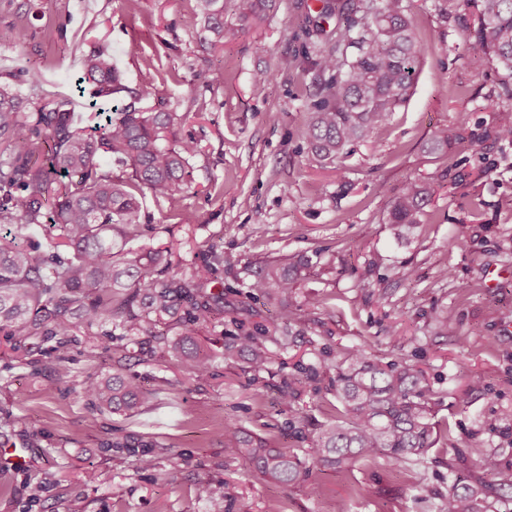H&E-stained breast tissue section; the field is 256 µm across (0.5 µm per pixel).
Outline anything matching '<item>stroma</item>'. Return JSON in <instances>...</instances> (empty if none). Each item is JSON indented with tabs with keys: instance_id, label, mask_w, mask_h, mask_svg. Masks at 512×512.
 <instances>
[{
	"instance_id": "1",
	"label": "stroma",
	"mask_w": 512,
	"mask_h": 512,
	"mask_svg": "<svg viewBox=\"0 0 512 512\" xmlns=\"http://www.w3.org/2000/svg\"><path fill=\"white\" fill-rule=\"evenodd\" d=\"M242 3L224 0V23L239 34L214 48L195 37L203 23L194 0H0V75L33 106L50 100L85 117L78 78L86 54L103 44L126 86L114 104L145 84L155 109L181 112L196 99L199 112L186 125L200 147L192 189L174 203L145 197L143 242L177 245L182 272L203 268L219 245L214 287L271 328L278 311L246 288L245 265L320 256L291 302L293 351L321 367L318 386L288 408L278 389L298 375L293 364L252 383L245 363L222 354L237 332L226 317L200 337L213 357L202 382L118 327L78 326L62 360L53 337L0 335V452L24 447L29 456L22 468L0 465V512H214L195 487L224 480L226 512H266L274 502L286 512H336L341 501L347 512H438L449 477L476 470V443L512 461V143L494 135L500 115L488 102L502 99V76L469 38L474 0H403L425 45L411 95L371 140L331 165L307 150L309 56L323 40L307 31L313 0H274L258 24L243 21ZM30 68L42 73L36 96ZM218 68L220 85L209 80ZM263 72L270 78L261 83ZM443 127L465 138L444 157L429 149ZM417 179L442 185L417 233L395 239L390 204ZM214 181L223 194L210 191ZM183 210L198 223H179ZM313 295L321 303L310 311L303 301ZM436 310L447 329L433 322ZM107 332L112 350L102 356L94 347ZM360 349L423 370L434 420L450 425V437L402 473L381 452L343 473L312 465L288 487L255 479L245 460L225 456L215 431L226 417L302 447L334 400L326 364ZM119 366L152 393L138 413L98 412L83 391L88 377Z\"/></svg>"
}]
</instances>
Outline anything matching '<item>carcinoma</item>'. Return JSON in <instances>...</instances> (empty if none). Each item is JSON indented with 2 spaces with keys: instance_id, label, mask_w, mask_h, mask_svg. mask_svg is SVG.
Segmentation results:
<instances>
[{
  "instance_id": "cac0c4a2",
  "label": "carcinoma",
  "mask_w": 512,
  "mask_h": 512,
  "mask_svg": "<svg viewBox=\"0 0 512 512\" xmlns=\"http://www.w3.org/2000/svg\"><path fill=\"white\" fill-rule=\"evenodd\" d=\"M403 0H322L317 17L338 16L336 46L320 49L313 62L317 99L308 110V151L332 164L348 146L384 126L410 96L422 47L418 31L403 13ZM474 43L512 85V0H477ZM206 40L212 46L233 40L238 30L224 27L223 0H196ZM80 83L90 90L89 105L124 91L112 54L102 46L85 59ZM187 113L118 107L80 127L60 104L31 111L0 84V225L19 229L49 225L66 251H43L39 242L0 243V331L10 338L68 336L77 320L89 326L118 323L127 336H151L185 372L203 379L211 355L200 343L201 330L224 315V291L215 292L197 274H172L171 252L139 241L148 230L143 198L175 201L191 188L189 158L198 144L179 135ZM109 159L128 167L117 176L102 167ZM433 183H406L388 212L393 234L401 238L422 223L424 207L435 195ZM312 259H265L246 266L249 287L294 319L289 301ZM187 305L176 338L157 327ZM239 333L224 338V359H241L252 381L269 371L278 354L267 344L266 329L236 321ZM335 413L297 453L275 445L230 418L217 437L225 454L249 464L257 477L281 485L302 479L308 464L343 471L357 459L384 451L396 465L433 447L432 393L422 371L382 365L365 351L332 362ZM100 411L131 413L149 393L133 376L114 372L84 383ZM479 467L492 471L489 487L475 474L448 481L446 512H495L503 492H512V465L494 448H473ZM199 497L225 498L224 487H196Z\"/></svg>"
}]
</instances>
